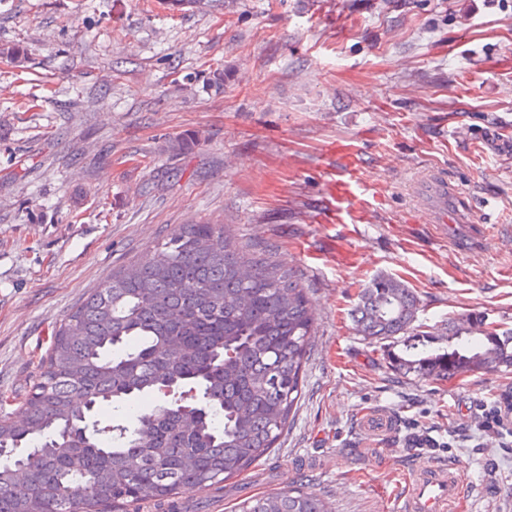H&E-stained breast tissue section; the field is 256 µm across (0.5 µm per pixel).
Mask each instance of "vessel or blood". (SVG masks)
I'll return each instance as SVG.
<instances>
[{
  "mask_svg": "<svg viewBox=\"0 0 512 512\" xmlns=\"http://www.w3.org/2000/svg\"><path fill=\"white\" fill-rule=\"evenodd\" d=\"M460 494L457 474L432 467L409 478L407 489L394 508L396 512H447Z\"/></svg>",
  "mask_w": 512,
  "mask_h": 512,
  "instance_id": "obj_1",
  "label": "vessel or blood"
}]
</instances>
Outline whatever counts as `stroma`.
<instances>
[{"label": "stroma", "instance_id": "35a3bbf8", "mask_svg": "<svg viewBox=\"0 0 512 512\" xmlns=\"http://www.w3.org/2000/svg\"><path fill=\"white\" fill-rule=\"evenodd\" d=\"M0 43L25 51L0 58V393L113 271L222 224L299 276L310 352L276 448L186 512H392L432 465L467 481L451 512H512V417L479 430L512 372L406 376L351 321L388 275L422 330L512 327V0H0ZM238 512H332L328 502L314 492L279 491L252 496L235 508Z\"/></svg>", "mask_w": 512, "mask_h": 512}]
</instances>
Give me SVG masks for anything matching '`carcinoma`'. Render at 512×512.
Returning a JSON list of instances; mask_svg holds the SVG:
<instances>
[{
  "mask_svg": "<svg viewBox=\"0 0 512 512\" xmlns=\"http://www.w3.org/2000/svg\"><path fill=\"white\" fill-rule=\"evenodd\" d=\"M96 288L55 330L42 370L0 414V512L172 506L256 466L286 427L309 352L310 299L298 276L244 250L219 224H184ZM419 299L373 279L357 335L393 339L390 367L446 380L512 368V329L478 315L416 328ZM446 336L448 345L416 337ZM144 395L159 404L135 415ZM238 512H331L314 492L252 496Z\"/></svg>",
  "mask_w": 512,
  "mask_h": 512,
  "instance_id": "cac0c4a2",
  "label": "carcinoma"
}]
</instances>
